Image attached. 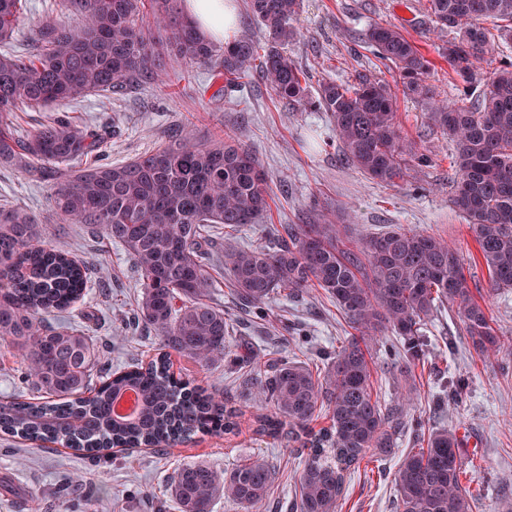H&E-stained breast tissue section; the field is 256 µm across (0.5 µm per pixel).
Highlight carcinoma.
I'll use <instances>...</instances> for the list:
<instances>
[{"mask_svg": "<svg viewBox=\"0 0 512 512\" xmlns=\"http://www.w3.org/2000/svg\"><path fill=\"white\" fill-rule=\"evenodd\" d=\"M22 0H0V44L16 34ZM147 0H61L56 14L35 25L34 51L0 52V162L16 163L54 187L62 224H83L121 246L142 274L137 324L161 337L164 348L207 366L233 352L224 309L208 300L210 259L204 228L239 231L268 210L269 191L256 157L228 136L212 144L175 134L164 146L122 165L71 163L103 153L111 131L78 126L61 115L25 140L6 115L24 108L65 107L95 91H121L157 81L156 58L167 51L186 65H208L222 81L215 95L257 67L274 94L330 113L347 160L373 180L395 184L409 161H425L397 128L395 96L371 75L328 80L311 101L302 68L285 45L301 0H248L265 33L263 53L248 34L217 48L174 0H152L156 28L140 23ZM425 18L454 33L439 54L453 73L459 102L439 106L435 121L456 145L453 202L469 221L494 291L512 289V60L500 46L512 41V0H428ZM497 31L492 37L486 23ZM365 42L398 70L404 90L432 96L431 63L396 25L374 24ZM498 62L487 70L483 65ZM485 90L474 95L473 88ZM49 228L27 210L0 206V342L15 350L31 401H0V432L64 448L109 453L114 448H171L198 433L233 430L242 410L224 395L176 376L168 354L112 373L98 364L88 334L46 329L42 322L69 311L88 293L91 272L50 244ZM242 309H260L278 290L298 295L320 288L335 299L355 331L333 353L323 376L302 363L281 362L257 373L254 385L270 412L256 416L257 432L287 438L307 450L299 474V512H338L345 471L368 451L393 453L406 426L405 404H381L371 387L369 343L390 332L407 369L424 355L421 329L448 305L482 357L504 349L492 318L476 300L457 250L447 241L395 227L353 250L336 225L317 217L290 224L273 247L224 252ZM140 410L117 420L113 401L126 389ZM329 424L313 432L316 413ZM400 460L395 475L398 512H471L463 484L462 441L448 429ZM273 469L249 458L223 474L185 464L171 477L179 512H213L217 501L251 508L266 500Z\"/></svg>", "mask_w": 512, "mask_h": 512, "instance_id": "carcinoma-1", "label": "carcinoma"}]
</instances>
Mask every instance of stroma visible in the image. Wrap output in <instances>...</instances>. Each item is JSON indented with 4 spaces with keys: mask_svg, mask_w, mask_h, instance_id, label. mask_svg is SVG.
Masks as SVG:
<instances>
[{
    "mask_svg": "<svg viewBox=\"0 0 512 512\" xmlns=\"http://www.w3.org/2000/svg\"><path fill=\"white\" fill-rule=\"evenodd\" d=\"M428 0H303L294 21L297 36L289 55L307 75L309 97H317L326 80L345 82L360 73L381 78L397 92V123L401 136L430 156L426 166L408 164L395 186L379 183L348 163L328 112L292 104L277 97L257 71H248L234 85L221 88L210 67L164 60V80L135 85L120 95H88L60 108L11 113L15 134L26 135L40 121L60 114L73 123L114 127L112 147L101 163L129 162L165 145L173 131L201 141L233 135L259 160L270 188L269 209L259 223L227 235L217 234L210 247L208 272L213 280L210 300L224 310L232 344L248 343L260 364L299 362L324 373L326 356L352 334L346 316L322 289L310 288L297 298L275 294L260 311L237 306L225 250L257 246L287 224L309 223L324 214L337 225L341 238L361 244L401 226L439 236L461 258L476 298L494 321L504 344L512 345V291H491L488 269L463 215L454 208L452 182L456 149L431 116L434 100L455 104L457 92L448 81V65L438 50L447 31L416 30L407 20L426 14ZM390 23L403 27L421 52L434 62L428 82L433 98L406 95L394 66L381 60L364 41L368 27ZM223 97H216V90ZM53 189L18 166L0 163V205L23 207L46 221L53 210ZM51 242L85 262L92 272V295L71 313L50 318L51 326L87 330L103 364L112 369L149 361L160 346L158 336L129 331L128 315L140 299L142 276L123 249L81 224H67ZM431 343L423 362L401 377L388 348L394 335L371 342L372 385L381 401L411 396V418L424 431L445 428L464 441L473 512H512V352L479 358L464 336L457 314L441 308L427 324ZM175 374L223 391L229 406L243 409L233 431L198 435L166 450L115 451L102 460L80 457L68 448H40L0 435V512H80L81 502L62 498L66 481L81 478L82 494L92 495L94 512H177L167 489L180 465L205 462L221 472L238 462L262 457L275 472L268 502L252 512H291L296 500L301 453L296 446L258 434L254 418L265 405L256 398L251 370L229 362L201 367L171 354ZM467 386L462 400L442 399L448 378ZM411 431L397 441L389 457L367 453L346 475L339 512H396L395 474L399 456L415 448Z\"/></svg>",
    "mask_w": 512,
    "mask_h": 512,
    "instance_id": "obj_1",
    "label": "stroma"
}]
</instances>
